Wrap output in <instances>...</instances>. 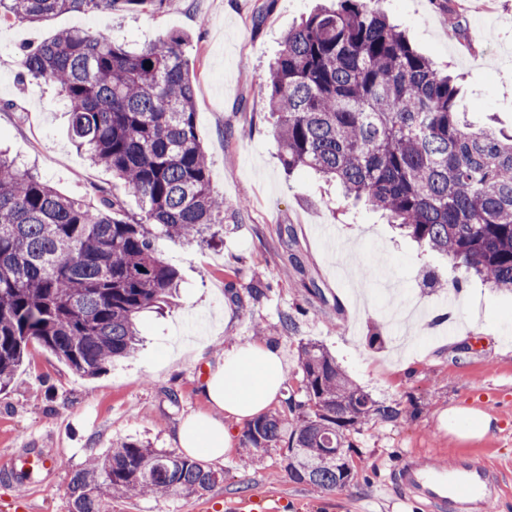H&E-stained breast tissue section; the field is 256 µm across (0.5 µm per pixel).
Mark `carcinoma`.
Returning <instances> with one entry per match:
<instances>
[{
	"instance_id": "1",
	"label": "carcinoma",
	"mask_w": 512,
	"mask_h": 512,
	"mask_svg": "<svg viewBox=\"0 0 512 512\" xmlns=\"http://www.w3.org/2000/svg\"><path fill=\"white\" fill-rule=\"evenodd\" d=\"M167 0H0V21L61 13L161 10ZM185 38L138 51L104 32L58 31L22 66L67 101L71 136L141 201L100 191V205L59 194L0 153V392L36 344L70 370L95 376L137 345L141 313L168 302L178 272L156 239H201L224 217L196 126ZM151 62L152 67L144 66ZM267 105L288 171L311 168L345 198L380 212L400 234L445 256L463 277L512 293V134L474 131L456 109L459 88L416 51L372 0H336L288 29L270 66ZM304 398L247 423L245 450L285 449L291 481L325 492L354 477L352 436L369 421L416 410L374 399L314 343L300 346ZM218 475L187 456L118 442L72 472L70 512L105 499L197 494Z\"/></svg>"
}]
</instances>
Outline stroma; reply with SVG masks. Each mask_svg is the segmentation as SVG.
<instances>
[{"label": "stroma", "mask_w": 512, "mask_h": 512, "mask_svg": "<svg viewBox=\"0 0 512 512\" xmlns=\"http://www.w3.org/2000/svg\"><path fill=\"white\" fill-rule=\"evenodd\" d=\"M336 0H169L156 12L102 10L91 19L66 13L47 22L0 23V148L34 168L60 194L97 204L115 186L107 169L73 145L65 102L47 80L28 77L19 49L56 31L87 26L139 48L183 35L193 80L196 125L210 178L224 197L215 235L186 245L160 240L180 288L163 313L139 319L136 352L90 378L32 347L13 385L0 393V462L29 450L51 460L31 482L0 478V499L30 497L32 512H69L67 485L88 458L124 439L176 451L174 432L211 407L200 387L210 365L232 345L259 341L278 350L287 390L300 387V343L324 347L374 399L417 407L415 419L364 425L352 457L357 475L327 493L292 482L281 450L242 462L232 446L214 463L221 481L199 495L113 499L112 512H254L259 500L277 512H428L390 487L403 460L453 464L458 455L497 470L504 489L494 512H512V294L467 282L455 307L448 289L424 287L427 273L452 278L445 258L421 252L378 213L346 207L315 172H287L265 106L269 62L288 28ZM413 46L459 79L458 108L476 128L512 129V0H468L456 24L436 0H379ZM372 276H348V254ZM420 297L441 314L434 336L398 351L391 309ZM293 327H282L285 317ZM380 333L384 343L369 346ZM490 416L483 435L472 423L448 430V411Z\"/></svg>", "instance_id": "obj_1"}]
</instances>
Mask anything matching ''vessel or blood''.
I'll list each match as a JSON object with an SVG mask.
<instances>
[{
  "label": "vessel or blood",
  "mask_w": 512,
  "mask_h": 512,
  "mask_svg": "<svg viewBox=\"0 0 512 512\" xmlns=\"http://www.w3.org/2000/svg\"><path fill=\"white\" fill-rule=\"evenodd\" d=\"M394 483L404 498L423 502L430 512H484L502 491L499 473L470 456L449 466L404 461Z\"/></svg>",
  "instance_id": "obj_1"
}]
</instances>
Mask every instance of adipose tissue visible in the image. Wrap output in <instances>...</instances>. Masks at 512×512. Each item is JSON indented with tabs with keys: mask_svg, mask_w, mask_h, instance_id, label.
I'll return each instance as SVG.
<instances>
[{
	"mask_svg": "<svg viewBox=\"0 0 512 512\" xmlns=\"http://www.w3.org/2000/svg\"><path fill=\"white\" fill-rule=\"evenodd\" d=\"M284 381V364L276 349L258 343L233 345L202 382L210 413L180 423L177 447L208 461L223 459L232 446V422L265 412L279 397Z\"/></svg>",
	"mask_w": 512,
	"mask_h": 512,
	"instance_id": "adipose-tissue-1",
	"label": "adipose tissue"
}]
</instances>
